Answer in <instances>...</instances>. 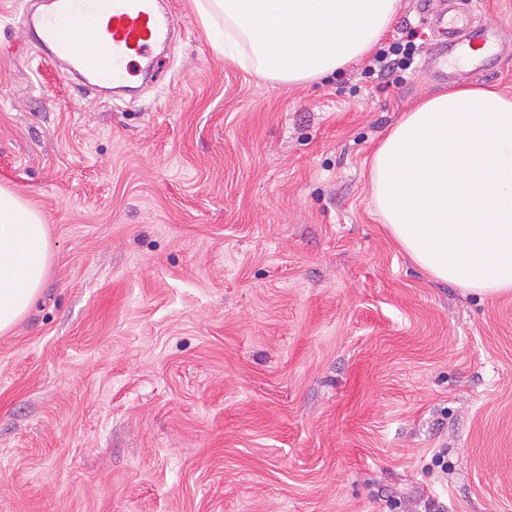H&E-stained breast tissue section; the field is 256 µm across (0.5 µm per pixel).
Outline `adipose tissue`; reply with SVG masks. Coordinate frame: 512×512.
I'll list each match as a JSON object with an SVG mask.
<instances>
[{"label": "adipose tissue", "mask_w": 512, "mask_h": 512, "mask_svg": "<svg viewBox=\"0 0 512 512\" xmlns=\"http://www.w3.org/2000/svg\"><path fill=\"white\" fill-rule=\"evenodd\" d=\"M216 52L259 78L310 83L363 60L400 0H193ZM369 181L397 245L434 280L512 295V98L493 87L427 96L375 150ZM50 259L44 216L0 186V334L38 298Z\"/></svg>", "instance_id": "1"}]
</instances>
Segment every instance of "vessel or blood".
Returning <instances> with one entry per match:
<instances>
[{"instance_id": "b4317fda", "label": "vessel or blood", "mask_w": 512, "mask_h": 512, "mask_svg": "<svg viewBox=\"0 0 512 512\" xmlns=\"http://www.w3.org/2000/svg\"><path fill=\"white\" fill-rule=\"evenodd\" d=\"M39 11H27L22 24L46 61L66 62L83 72L97 89L98 102L110 101L114 92L126 89L135 59H148L154 46L165 40L180 19L160 0H42ZM89 22L94 33L87 42L71 38L69 23ZM450 40L437 57L451 56V72L465 68L483 70L498 65L506 53L498 25L484 23L469 14L451 17Z\"/></svg>"}]
</instances>
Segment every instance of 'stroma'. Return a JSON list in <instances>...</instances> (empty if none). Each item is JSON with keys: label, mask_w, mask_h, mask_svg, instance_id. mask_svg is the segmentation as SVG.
<instances>
[{"label": "stroma", "mask_w": 512, "mask_h": 512, "mask_svg": "<svg viewBox=\"0 0 512 512\" xmlns=\"http://www.w3.org/2000/svg\"><path fill=\"white\" fill-rule=\"evenodd\" d=\"M0 0V186L48 224L0 335V512H512V296L438 283L369 167L446 83L283 86L225 63L191 0L136 95L90 102ZM444 453L448 476L432 457Z\"/></svg>", "instance_id": "35a3bbf8"}]
</instances>
